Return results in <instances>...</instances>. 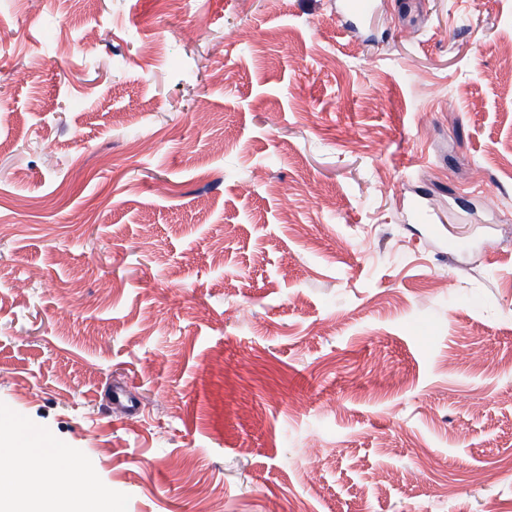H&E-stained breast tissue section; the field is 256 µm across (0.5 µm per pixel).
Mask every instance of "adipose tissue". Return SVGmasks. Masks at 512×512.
<instances>
[{"label": "adipose tissue", "mask_w": 512, "mask_h": 512, "mask_svg": "<svg viewBox=\"0 0 512 512\" xmlns=\"http://www.w3.org/2000/svg\"><path fill=\"white\" fill-rule=\"evenodd\" d=\"M8 428L15 463L0 468V512H113L111 493L82 467L60 469L64 449L31 446L21 422Z\"/></svg>", "instance_id": "obj_1"}]
</instances>
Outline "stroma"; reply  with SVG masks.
<instances>
[{"mask_svg": "<svg viewBox=\"0 0 512 512\" xmlns=\"http://www.w3.org/2000/svg\"><path fill=\"white\" fill-rule=\"evenodd\" d=\"M511 357L512 0H0V418L115 512H512ZM373 0H345L343 1L342 17L350 25L362 24L374 12Z\"/></svg>", "mask_w": 512, "mask_h": 512, "instance_id": "1", "label": "stroma"}]
</instances>
